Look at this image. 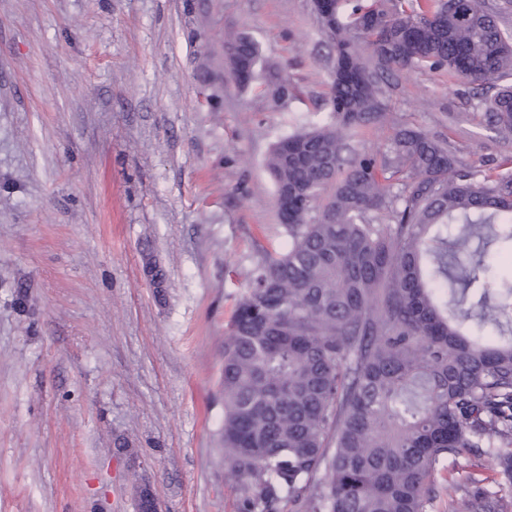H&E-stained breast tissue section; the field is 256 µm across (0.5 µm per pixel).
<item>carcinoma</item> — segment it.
Returning <instances> with one entry per match:
<instances>
[{"instance_id":"cac0c4a2","label":"carcinoma","mask_w":512,"mask_h":512,"mask_svg":"<svg viewBox=\"0 0 512 512\" xmlns=\"http://www.w3.org/2000/svg\"><path fill=\"white\" fill-rule=\"evenodd\" d=\"M512 0H331L314 5L336 60L330 121L266 161L288 247L252 271L224 341V459L247 512H436L448 461L495 456L454 485L448 512H512V159L461 163L444 139L394 124L386 149L352 145L386 118L392 66L444 71L489 93L512 131ZM241 91L294 96L259 43L225 42ZM321 491L306 494L313 481Z\"/></svg>"}]
</instances>
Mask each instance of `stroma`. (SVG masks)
Listing matches in <instances>:
<instances>
[{"mask_svg": "<svg viewBox=\"0 0 512 512\" xmlns=\"http://www.w3.org/2000/svg\"><path fill=\"white\" fill-rule=\"evenodd\" d=\"M238 32L285 66L282 110L230 77ZM334 63L309 0H0V512H242L225 331L288 245L269 151L329 119ZM383 90L358 149L402 121L486 172L512 158L471 84Z\"/></svg>", "mask_w": 512, "mask_h": 512, "instance_id": "stroma-1", "label": "stroma"}]
</instances>
